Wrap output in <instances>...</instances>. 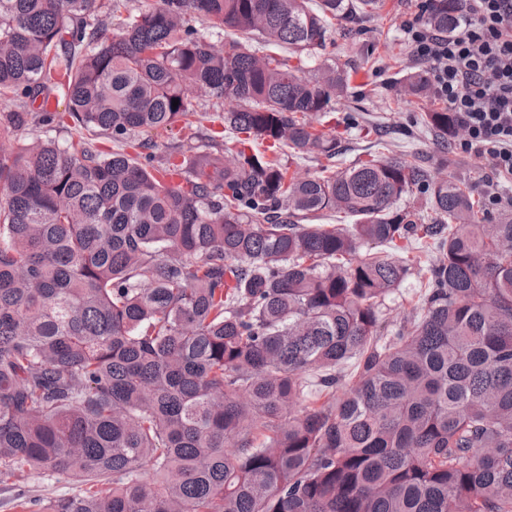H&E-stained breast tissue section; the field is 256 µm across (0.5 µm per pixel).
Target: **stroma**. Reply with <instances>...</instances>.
Instances as JSON below:
<instances>
[{"instance_id": "stroma-1", "label": "stroma", "mask_w": 512, "mask_h": 512, "mask_svg": "<svg viewBox=\"0 0 512 512\" xmlns=\"http://www.w3.org/2000/svg\"><path fill=\"white\" fill-rule=\"evenodd\" d=\"M420 3L384 0L377 15L354 26L335 23L322 56L351 77L346 94L336 99L334 106L352 125L338 140L336 165L341 168L372 155L396 154L420 164L431 176L456 181L478 202L479 217H499L500 208L482 203L489 170L478 160L441 149L423 123L424 113L443 108V101L419 98L403 89L407 77L421 69L404 33L405 25L419 16ZM430 261L429 255H421L420 271L409 276L387 300L384 312L391 322H400L417 302ZM82 489L81 483L50 474L18 485L0 483V512H46L53 499L78 495ZM24 501L29 510H21Z\"/></svg>"}]
</instances>
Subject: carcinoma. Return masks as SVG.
Returning a JSON list of instances; mask_svg holds the SVG:
<instances>
[{"label":"carcinoma","instance_id":"cac0c4a2","mask_svg":"<svg viewBox=\"0 0 512 512\" xmlns=\"http://www.w3.org/2000/svg\"><path fill=\"white\" fill-rule=\"evenodd\" d=\"M120 2L0 0V480L87 485L49 512H512V217L403 158L282 163L335 157L348 76L315 53L383 0ZM192 92L221 128L127 151ZM424 121L448 147V109ZM415 187L447 223L393 211ZM412 239L431 265L393 328L413 263L375 250Z\"/></svg>","mask_w":512,"mask_h":512}]
</instances>
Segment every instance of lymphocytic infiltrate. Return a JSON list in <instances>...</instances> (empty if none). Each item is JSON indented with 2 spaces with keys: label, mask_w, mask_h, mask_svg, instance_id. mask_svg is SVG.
<instances>
[{
  "label": "lymphocytic infiltrate",
  "mask_w": 512,
  "mask_h": 512,
  "mask_svg": "<svg viewBox=\"0 0 512 512\" xmlns=\"http://www.w3.org/2000/svg\"><path fill=\"white\" fill-rule=\"evenodd\" d=\"M415 60L464 130L458 154L480 160L493 177H512V0H463L457 32L440 36L423 22L406 27Z\"/></svg>",
  "instance_id": "obj_1"
}]
</instances>
